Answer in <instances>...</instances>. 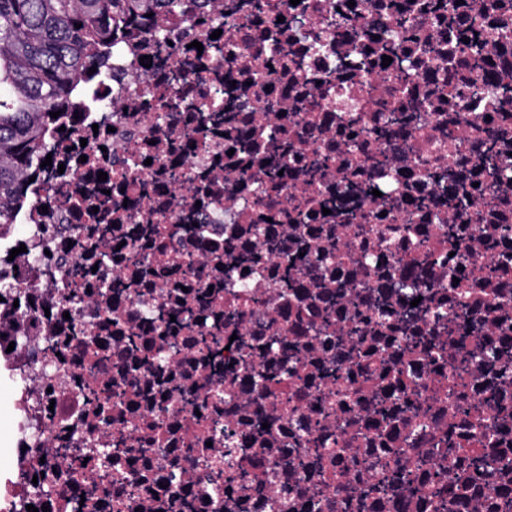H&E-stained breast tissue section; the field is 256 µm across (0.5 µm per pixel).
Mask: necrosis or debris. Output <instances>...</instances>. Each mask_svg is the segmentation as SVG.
<instances>
[{"label": "necrosis or debris", "instance_id": "obj_1", "mask_svg": "<svg viewBox=\"0 0 512 512\" xmlns=\"http://www.w3.org/2000/svg\"><path fill=\"white\" fill-rule=\"evenodd\" d=\"M424 2L267 0L257 13L252 0H217L214 11L169 19L170 47L151 67L138 42L113 45L110 70L84 94L78 137L55 139L54 167L28 186L33 205L0 235V271L22 286L18 302L0 303V379L16 406L6 512H336L346 498L351 512H436L454 496L460 512H500L512 498V472L467 486L440 454V484L422 477L365 493L379 457L413 463L454 440L512 458V415L498 420L495 409L512 404V374L501 373L512 365V265L486 274L512 255L501 234L512 195L485 206L492 180L480 162L492 147L512 164V99L500 94L512 80V0H465L487 36L476 72L457 59L466 28L421 11ZM216 12L253 17L233 56L210 47ZM403 12L413 37L383 64L380 43L397 38ZM183 61L193 65L187 82L160 80ZM402 68L412 84L398 80ZM441 83L444 97H429ZM163 97L195 108L160 110ZM204 112L223 124L179 138ZM280 132L291 158L273 182L266 153L238 139ZM315 152L329 165L313 183L302 165ZM261 194L272 207L255 206ZM294 196L312 198L308 216L292 211ZM133 245L145 265L126 262ZM301 255L317 259L316 274L285 277L286 258ZM73 274L86 290L75 309L64 298ZM356 305L365 317L355 324ZM457 305L465 315L452 339L431 313ZM229 307L234 322L217 324ZM326 309L333 323L320 333ZM187 310L202 333L221 327L228 348L204 351L183 332L168 344L161 316ZM74 329L88 342L65 344ZM131 335L143 354L94 373ZM407 336L421 351L404 350ZM474 343L494 356L473 362L462 384L450 359ZM333 365L342 381L327 377ZM283 367L286 380L260 384ZM113 384L127 390L122 403L109 397ZM463 402L482 409L481 425L458 415ZM116 433L127 452L102 483L100 452ZM312 435L327 446L321 463L284 468ZM228 458L250 482L214 484ZM36 476L49 495L34 493Z\"/></svg>", "mask_w": 512, "mask_h": 512}]
</instances>
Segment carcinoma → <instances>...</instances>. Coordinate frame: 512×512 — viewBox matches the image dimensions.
<instances>
[{"label": "carcinoma", "mask_w": 512, "mask_h": 512, "mask_svg": "<svg viewBox=\"0 0 512 512\" xmlns=\"http://www.w3.org/2000/svg\"><path fill=\"white\" fill-rule=\"evenodd\" d=\"M190 0H0V229L14 223L16 208L30 203L28 177L54 152L50 132L65 127L75 133L73 119L83 94L79 81L90 68H102L112 55V43L128 35L145 36L159 44L165 38L163 17L187 13ZM80 27H75V24ZM483 36L478 34L459 50L472 68L484 66ZM60 112L56 118L52 112ZM485 165L498 172V188L512 189V167L503 166L491 152ZM328 166V157L314 153L304 169L315 182ZM482 350H467L451 361L463 379L474 358L487 357ZM324 442L301 440L295 453L298 464L319 461ZM469 476L509 468L504 455L489 456L471 449L462 459ZM217 478L243 481L250 475L225 462Z\"/></svg>", "instance_id": "obj_1"}]
</instances>
